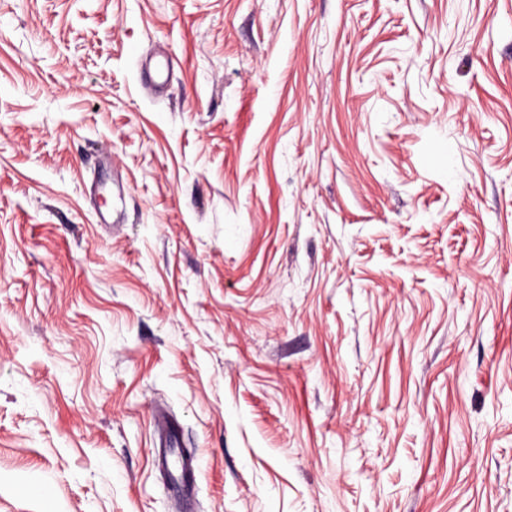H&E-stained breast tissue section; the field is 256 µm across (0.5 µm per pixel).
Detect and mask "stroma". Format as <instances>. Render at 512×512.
I'll return each mask as SVG.
<instances>
[{"instance_id": "1", "label": "stroma", "mask_w": 512, "mask_h": 512, "mask_svg": "<svg viewBox=\"0 0 512 512\" xmlns=\"http://www.w3.org/2000/svg\"><path fill=\"white\" fill-rule=\"evenodd\" d=\"M0 512H512V0H0Z\"/></svg>"}]
</instances>
